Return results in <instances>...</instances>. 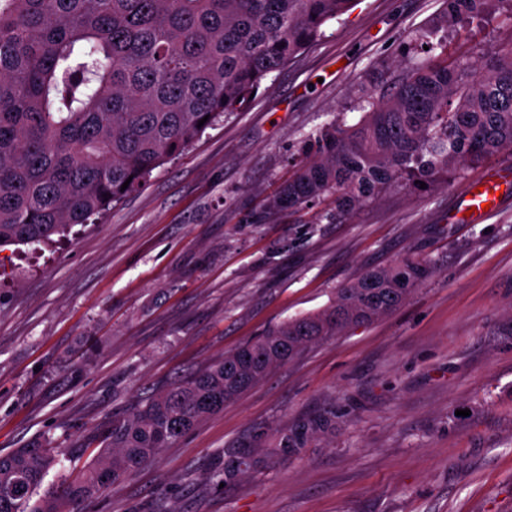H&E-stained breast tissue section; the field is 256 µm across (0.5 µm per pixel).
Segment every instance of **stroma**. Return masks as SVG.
<instances>
[{
	"instance_id": "1",
	"label": "stroma",
	"mask_w": 512,
	"mask_h": 512,
	"mask_svg": "<svg viewBox=\"0 0 512 512\" xmlns=\"http://www.w3.org/2000/svg\"><path fill=\"white\" fill-rule=\"evenodd\" d=\"M437 30L452 59L512 42V0L442 18V0H354L177 158L57 242L0 247V453L50 440L78 477L113 418L367 269L413 254L433 278L395 312L308 345L148 465L73 512H512V197L452 224L469 183L394 186L341 224L268 212L322 126L359 122ZM336 425L269 457L279 430ZM248 459L234 484L212 473ZM236 448L227 449L224 453V467L214 471L213 479L216 483L230 484L242 472V465H246L244 457Z\"/></svg>"
}]
</instances>
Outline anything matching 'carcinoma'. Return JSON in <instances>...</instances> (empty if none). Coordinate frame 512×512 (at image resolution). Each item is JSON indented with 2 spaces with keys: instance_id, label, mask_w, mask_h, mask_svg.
<instances>
[{
  "instance_id": "cac0c4a2",
  "label": "carcinoma",
  "mask_w": 512,
  "mask_h": 512,
  "mask_svg": "<svg viewBox=\"0 0 512 512\" xmlns=\"http://www.w3.org/2000/svg\"><path fill=\"white\" fill-rule=\"evenodd\" d=\"M352 0H0V247L44 243L108 210L181 154L224 113L248 102L343 14ZM488 0H443L446 22ZM394 91L363 96L354 126L306 139L307 160L269 198L270 211L331 200L341 223L405 181L435 184L512 149V43L466 70L439 61L436 31ZM208 120L203 125L198 121ZM127 188H122L123 184ZM436 270L406 255L336 290L324 310L289 320L112 420L77 481L42 489L63 449L32 444L0 454V512H70L150 463L206 415L307 345L397 310ZM326 415L280 430L270 456L296 453ZM245 464L224 453L216 483ZM43 490L37 500L32 497Z\"/></svg>"
}]
</instances>
